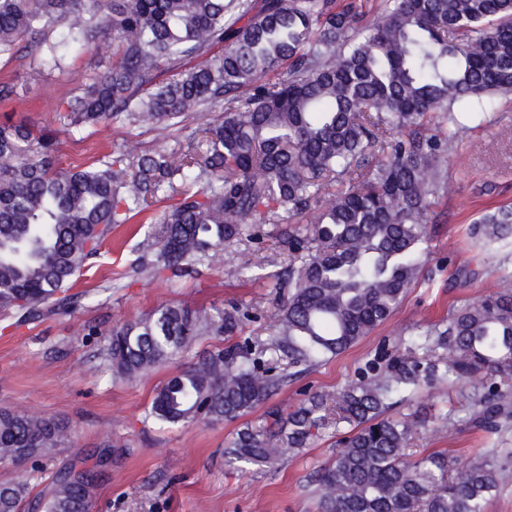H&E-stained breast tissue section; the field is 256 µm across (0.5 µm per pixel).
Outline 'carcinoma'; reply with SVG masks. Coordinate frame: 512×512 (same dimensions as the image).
Returning a JSON list of instances; mask_svg holds the SVG:
<instances>
[{
	"label": "carcinoma",
	"mask_w": 512,
	"mask_h": 512,
	"mask_svg": "<svg viewBox=\"0 0 512 512\" xmlns=\"http://www.w3.org/2000/svg\"><path fill=\"white\" fill-rule=\"evenodd\" d=\"M62 29L36 74L61 68L72 50L91 52L99 72L67 101L71 125L147 122L165 138L189 117L203 149L176 161L119 151L83 168L61 167L59 136L0 123V313L35 317L66 301L73 279L112 226L166 203L136 259L138 273L169 280L199 274L211 252L238 246L255 224H285L288 289L269 344L288 367L337 357L395 311L423 267L421 244L439 173L464 129L497 97L512 98V0H382L366 20L355 0H0V55ZM165 64L173 76L158 80ZM437 115L448 136L424 122ZM362 173L356 183L353 175ZM491 241L512 234V210L479 220ZM238 271L261 266L237 252ZM468 302L385 366L365 364L336 400L341 449L313 479L318 512H486L498 488L497 456L450 470L448 458L406 459L416 414L386 412L395 398L445 377L484 371L499 384L473 395V421L499 432L512 392V280ZM243 314L164 305L112 331V367L143 375L185 352L205 332L233 336ZM422 348L433 353L422 360ZM286 380L231 344L161 387L150 415L176 425L199 415L242 417ZM272 424L243 428L224 460L264 465L303 448L327 425L314 394ZM64 424L0 410V460L22 461L69 439ZM97 474L59 472L38 512H88ZM27 487L0 483V512H21Z\"/></svg>",
	"instance_id": "obj_1"
}]
</instances>
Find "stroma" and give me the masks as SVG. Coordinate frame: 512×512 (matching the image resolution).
<instances>
[{"label": "stroma", "instance_id": "1", "mask_svg": "<svg viewBox=\"0 0 512 512\" xmlns=\"http://www.w3.org/2000/svg\"><path fill=\"white\" fill-rule=\"evenodd\" d=\"M59 39L18 42L13 57L0 56V85L15 95L0 98V119L60 129L67 126L65 101L95 73L94 58L79 51L63 71L33 74ZM201 119L175 126L158 139L151 126L114 120L74 130L62 148L61 165L86 166L136 141L143 152L181 157L196 147ZM441 191L428 214L425 266L392 316L343 354L287 382L267 401L233 421H194L169 426L149 415L156 391L187 363L227 343L207 334L191 351L132 380L119 378L108 354L113 328L148 316L165 304L207 313L229 302L247 307L251 320L240 335L254 358L274 373L288 370L282 353L266 341L278 297L267 274L279 267L288 245L283 225L256 226L250 242L262 259L248 277L236 272L234 249L217 250L198 276L167 281L139 276L131 266L151 230L145 216L113 227L99 253L79 273L68 308L25 323L0 315V409L53 417L66 424L70 442L48 454L16 463L0 460V483L29 478V498L46 495L54 475L77 457L107 446L112 458L100 468L92 512H315L312 477L336 450V429L327 427L306 447L287 451L282 461L239 471L224 464V448L236 432L261 428L268 410L290 411L305 395L318 393L335 403L337 393L356 381L365 362L403 352L408 341L446 322L449 313L488 294L501 278H512V243L487 242L472 231L475 219L512 207V100L500 99L486 122H469L442 173ZM489 381L477 373L460 381L421 385L412 404L391 409L398 416L421 412L424 427L412 436L408 452L417 459L432 453L467 463L478 455H503L504 477L487 512H512V412L499 434L470 423L464 397L484 391Z\"/></svg>", "mask_w": 512, "mask_h": 512}]
</instances>
